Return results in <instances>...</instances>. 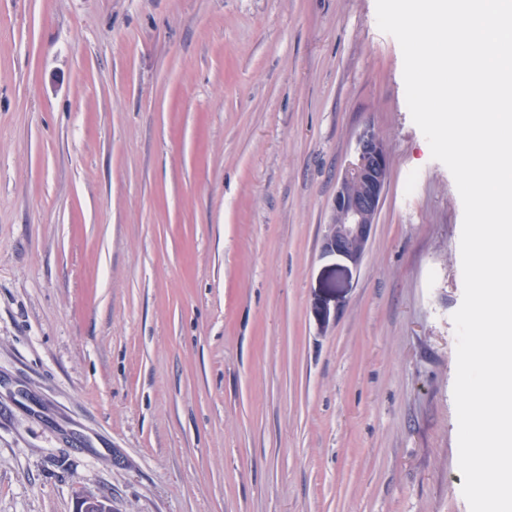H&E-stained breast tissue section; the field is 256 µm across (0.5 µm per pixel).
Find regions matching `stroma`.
Here are the masks:
<instances>
[{
	"label": "stroma",
	"mask_w": 512,
	"mask_h": 512,
	"mask_svg": "<svg viewBox=\"0 0 512 512\" xmlns=\"http://www.w3.org/2000/svg\"><path fill=\"white\" fill-rule=\"evenodd\" d=\"M462 223L376 0H0V512H470ZM389 167L383 140L373 128H364L356 140L355 159L332 201V219L322 240L324 252L360 264L385 194Z\"/></svg>",
	"instance_id": "35a3bbf8"
}]
</instances>
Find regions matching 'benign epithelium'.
<instances>
[{
    "label": "benign epithelium",
    "mask_w": 512,
    "mask_h": 512,
    "mask_svg": "<svg viewBox=\"0 0 512 512\" xmlns=\"http://www.w3.org/2000/svg\"><path fill=\"white\" fill-rule=\"evenodd\" d=\"M389 167L383 140L373 128H364L356 140L355 159L332 201V219L322 240L324 252L360 264L385 194Z\"/></svg>",
    "instance_id": "1"
}]
</instances>
